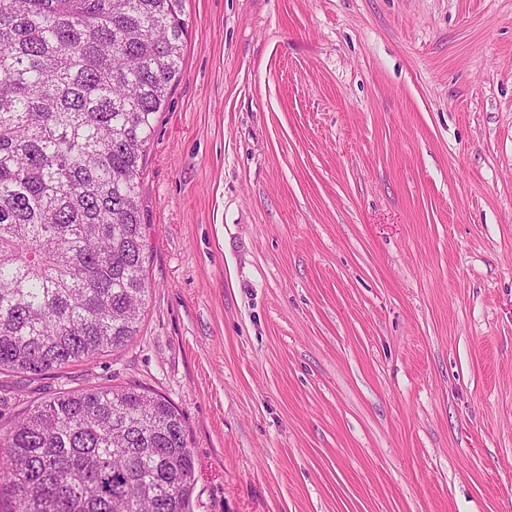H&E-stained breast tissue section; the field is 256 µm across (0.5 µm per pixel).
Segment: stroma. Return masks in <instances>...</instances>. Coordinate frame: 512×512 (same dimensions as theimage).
Instances as JSON below:
<instances>
[{"label":"stroma","mask_w":512,"mask_h":512,"mask_svg":"<svg viewBox=\"0 0 512 512\" xmlns=\"http://www.w3.org/2000/svg\"><path fill=\"white\" fill-rule=\"evenodd\" d=\"M122 350L0 374V428L135 385L190 512H512V0H185Z\"/></svg>","instance_id":"stroma-1"}]
</instances>
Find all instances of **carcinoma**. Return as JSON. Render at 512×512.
Returning <instances> with one entry per match:
<instances>
[{"instance_id":"1","label":"carcinoma","mask_w":512,"mask_h":512,"mask_svg":"<svg viewBox=\"0 0 512 512\" xmlns=\"http://www.w3.org/2000/svg\"><path fill=\"white\" fill-rule=\"evenodd\" d=\"M184 0H0V371L136 336L138 187L181 73ZM0 512H189L184 420L136 386L61 392L0 431Z\"/></svg>"}]
</instances>
